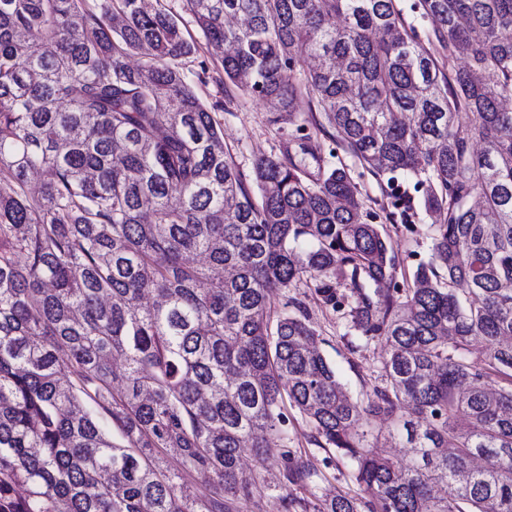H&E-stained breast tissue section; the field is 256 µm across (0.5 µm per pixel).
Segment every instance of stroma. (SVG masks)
<instances>
[{"label":"stroma","mask_w":512,"mask_h":512,"mask_svg":"<svg viewBox=\"0 0 512 512\" xmlns=\"http://www.w3.org/2000/svg\"><path fill=\"white\" fill-rule=\"evenodd\" d=\"M160 4L177 16L185 37L199 47L197 55L185 59L184 72L202 102L214 108V116L224 129V141L231 148L238 167L247 173L251 171L256 155H280L282 145L291 132L290 127L284 123L272 124L270 108L263 100L244 96L211 77L206 82H199L197 75L201 65H208L213 70L218 62L209 56L205 48L206 39L184 10L183 0H160ZM402 186L411 205L396 210V227L391 235L400 261L396 280L407 284L416 264L427 260L430 255L434 219L420 204L413 182L403 180ZM289 294L305 304L318 333V345L333 364L345 391L354 399H364L372 386L379 382L383 343L360 336L352 326L347 309L324 304L313 289L302 285L290 289ZM288 418L290 441L287 447L272 443L268 460L262 466L248 457L241 461L243 472L257 479L254 497L245 505L243 512H284L281 498L287 489L280 475V462L287 449L305 452L320 474L319 479L299 491L300 496L312 503H321L335 495L337 490L355 485L350 462L311 444V429L296 411H289Z\"/></svg>","instance_id":"obj_1"}]
</instances>
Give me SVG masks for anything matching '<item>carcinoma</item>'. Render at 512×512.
Returning a JSON list of instances; mask_svg holds the SVG:
<instances>
[{
  "instance_id": "1",
  "label": "carcinoma",
  "mask_w": 512,
  "mask_h": 512,
  "mask_svg": "<svg viewBox=\"0 0 512 512\" xmlns=\"http://www.w3.org/2000/svg\"><path fill=\"white\" fill-rule=\"evenodd\" d=\"M183 2L224 83L294 128L249 177L174 14L0 0V512H240L241 460L288 447L290 408L360 487L317 512H512V0H420L425 42L394 0ZM308 124L415 180L435 222L411 285ZM338 280L385 348L360 403L288 297L309 282L335 305ZM379 419L407 454L375 451ZM281 468L287 487L318 476Z\"/></svg>"
}]
</instances>
